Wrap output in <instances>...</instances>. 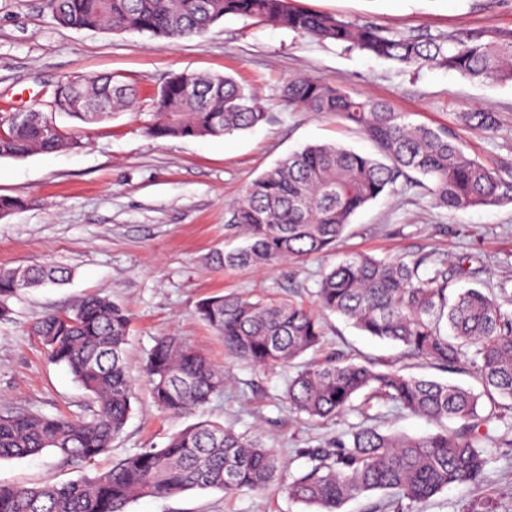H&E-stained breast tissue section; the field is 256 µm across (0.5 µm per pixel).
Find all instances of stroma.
Instances as JSON below:
<instances>
[{
  "instance_id": "1",
  "label": "stroma",
  "mask_w": 512,
  "mask_h": 512,
  "mask_svg": "<svg viewBox=\"0 0 512 512\" xmlns=\"http://www.w3.org/2000/svg\"><path fill=\"white\" fill-rule=\"evenodd\" d=\"M297 7L352 23L372 22L394 33L437 37L449 32L512 28V0H295ZM174 72L229 74L254 88L267 113L258 127L221 138L155 139L151 99ZM117 76L138 90L136 101L112 120L85 124L58 117L81 140L77 149L0 159V195L23 205L0 219V268L55 265L71 271L64 284L22 291L0 319V414L90 415L84 389L65 367L48 362L33 322L74 309L100 294L131 317L130 372L137 381L132 412L120 438L94 465H68L51 452L0 461V481L29 486L61 484L111 469L127 455L163 447L169 437L200 421L260 433L291 472L306 461L299 451L348 436L360 412L309 422L289 412L282 397L293 368L258 370L224 351L223 341L196 314L215 293L238 292L312 304L324 271L347 255L376 257L430 253L467 258L478 274L466 286H496L512 279V204L449 211L422 189L401 188L359 211L335 251L282 266L216 267L214 252L243 242L227 223L226 206L259 175L309 144L336 143L363 154L375 148L336 117L292 112L282 102L288 78L307 76L330 86L389 102L409 121L448 128L466 153L483 164L512 169V84L473 82L440 68H403L332 41L228 16L204 35L168 39L148 34L63 28L45 0H0V113L48 111L56 84L67 76ZM495 113L483 133L465 125L467 112ZM324 342L307 359L352 354L377 365L465 388L468 373H451L404 354L401 347L366 336L341 316L324 314ZM172 333L223 367V394L190 415L161 411L142 367L158 336ZM386 432L421 436L437 427L410 412L373 403ZM503 423L483 430L488 463L478 485L444 490L421 512H466L491 495L499 512H512V447L502 445ZM127 512H308L273 485L263 494L227 495L192 490L169 498H140Z\"/></svg>"
}]
</instances>
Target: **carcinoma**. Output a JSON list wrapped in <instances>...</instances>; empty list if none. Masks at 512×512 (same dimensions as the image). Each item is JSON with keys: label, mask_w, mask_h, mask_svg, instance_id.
Listing matches in <instances>:
<instances>
[{"label": "carcinoma", "mask_w": 512, "mask_h": 512, "mask_svg": "<svg viewBox=\"0 0 512 512\" xmlns=\"http://www.w3.org/2000/svg\"><path fill=\"white\" fill-rule=\"evenodd\" d=\"M64 28L149 33L191 38L226 16L365 51L407 67L454 71L482 83H512V29H482L439 37L393 33L292 5L291 0H46ZM137 89L112 76H71L54 89L51 107L82 123L112 118ZM282 100L298 112L329 114L353 124L376 149L366 155L336 144H314L288 155L251 181L228 205L229 223L246 231V244L217 252L224 269L300 260L336 249L352 217L398 187L423 188L436 206L463 210L512 203V174L470 157L453 133L413 124L386 101L305 76L285 83ZM154 138L224 137L256 127L266 112L256 94L235 78L173 74L155 94ZM466 125L494 130L488 111L467 112ZM78 147L72 133L38 111L0 115V158H25ZM471 274L432 254L377 258L350 256L324 273L315 292L323 313L343 316L360 332L399 344L415 359L445 369L473 371L476 394L453 384L377 368L332 353L309 361L288 379L289 409L310 421L337 417L364 395L392 403L436 423L463 421L420 437L386 433L368 423L301 455L310 466L295 476L257 434L199 422L173 434L162 448H142L81 481L25 486L0 481V512H127L142 497H171L192 490L226 494L262 492L279 483L316 512H341L344 503L371 492L388 493L379 512H410L451 485L482 481L487 463L480 430L493 420L512 429V280L494 290L455 288ZM63 267L0 270V318L21 289L68 280ZM196 313L224 339L236 358L258 368L286 366L319 347L323 325L292 300L271 301L235 293L201 300ZM50 362L67 368L92 397L91 418L47 417L31 412L0 416V461L51 451L66 463L87 465L119 438L132 410L135 381L126 361L130 321L109 298L87 297L72 312H50L32 324ZM143 371L157 406L173 416L192 413L224 390V369L185 346L160 337ZM490 409L484 411L481 398Z\"/></svg>", "instance_id": "obj_1"}]
</instances>
